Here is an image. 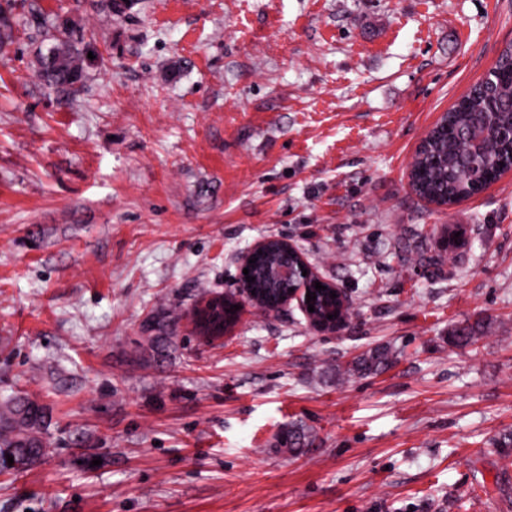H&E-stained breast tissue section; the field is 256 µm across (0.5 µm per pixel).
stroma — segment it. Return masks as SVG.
<instances>
[{"label":"stroma","instance_id":"1","mask_svg":"<svg viewBox=\"0 0 512 512\" xmlns=\"http://www.w3.org/2000/svg\"><path fill=\"white\" fill-rule=\"evenodd\" d=\"M60 12L99 51L71 101L30 67ZM13 24L0 398L51 419L0 512H512V173L445 209L408 180L512 45V0H25ZM271 235L346 288L347 329L291 304L201 336ZM378 345L391 366L337 383Z\"/></svg>","mask_w":512,"mask_h":512}]
</instances>
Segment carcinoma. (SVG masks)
Listing matches in <instances>:
<instances>
[{"label": "carcinoma", "instance_id": "cac0c4a2", "mask_svg": "<svg viewBox=\"0 0 512 512\" xmlns=\"http://www.w3.org/2000/svg\"><path fill=\"white\" fill-rule=\"evenodd\" d=\"M110 16L129 17L134 2L99 0ZM15 3H0V45L13 38ZM41 47L33 70L46 88L72 95L80 93L92 66L88 53L97 48L85 41L83 31L64 15L39 24ZM512 168V51L505 49L496 65L493 83L474 84L468 93L448 111L435 128L425 148L417 155L414 168L415 193L443 204H456L477 193L504 170ZM280 260L277 247H271L256 261L255 282L251 288L269 302L290 288L285 284L269 288L263 277L266 267ZM459 346H474L481 330L460 325L451 332ZM395 359L389 347H378L356 358L346 371H336L337 380L345 376L375 374ZM50 411L27 396H9L0 400V460L13 456L15 471H24L36 463L48 447L45 437Z\"/></svg>", "mask_w": 512, "mask_h": 512}]
</instances>
